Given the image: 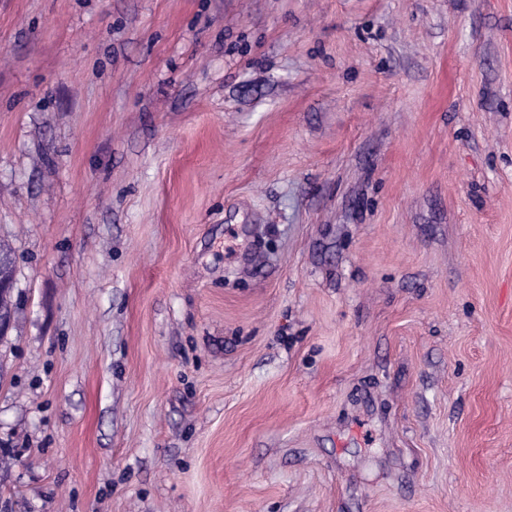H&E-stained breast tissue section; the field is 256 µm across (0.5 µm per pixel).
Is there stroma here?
Wrapping results in <instances>:
<instances>
[{
	"label": "stroma",
	"mask_w": 512,
	"mask_h": 512,
	"mask_svg": "<svg viewBox=\"0 0 512 512\" xmlns=\"http://www.w3.org/2000/svg\"><path fill=\"white\" fill-rule=\"evenodd\" d=\"M0 512H512V0H0ZM7 262L0 255V335L7 336L11 326V308L10 304H5L4 300H9L15 288V279L10 276L6 270Z\"/></svg>",
	"instance_id": "stroma-1"
}]
</instances>
